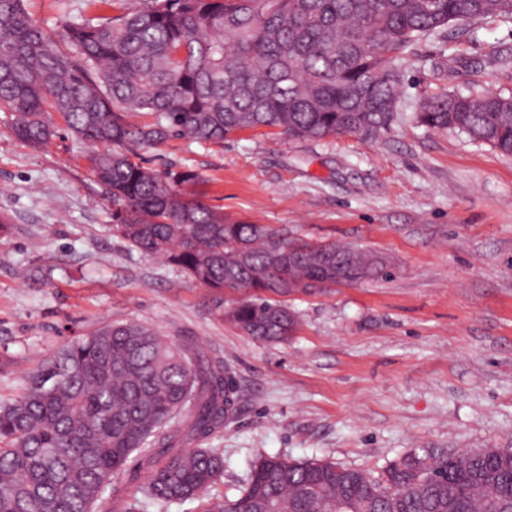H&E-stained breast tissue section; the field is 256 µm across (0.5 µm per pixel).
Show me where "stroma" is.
Instances as JSON below:
<instances>
[{
	"mask_svg": "<svg viewBox=\"0 0 512 512\" xmlns=\"http://www.w3.org/2000/svg\"><path fill=\"white\" fill-rule=\"evenodd\" d=\"M57 32L85 0H24ZM400 117L373 138L291 142L270 128L223 145L175 140L150 167L202 174L194 192L226 215L288 238L356 246L388 277L289 297L299 328L261 342L225 320L233 293L196 284L110 231L112 204L87 143L61 133L33 148L0 112V399L69 338L138 321L218 356L237 390L233 418L205 447L224 472L194 501L130 512H204L237 499L262 454L326 458L380 476L418 449L512 448V156L412 120L421 97L512 94V18L456 26L401 65Z\"/></svg>",
	"mask_w": 512,
	"mask_h": 512,
	"instance_id": "stroma-1",
	"label": "stroma"
}]
</instances>
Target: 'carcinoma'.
<instances>
[{"label": "carcinoma", "mask_w": 512, "mask_h": 512, "mask_svg": "<svg viewBox=\"0 0 512 512\" xmlns=\"http://www.w3.org/2000/svg\"><path fill=\"white\" fill-rule=\"evenodd\" d=\"M100 9L48 33L23 0H0V112L34 148L52 114L93 147L112 232L216 291L244 334L285 342L295 294L362 282L378 258L289 240L231 220L185 188L189 167L145 166L171 140L221 144L273 128L292 140L371 138L397 118L398 61L455 23L512 16V0H88ZM120 4V13L107 10ZM144 118L132 122L130 117ZM417 124L512 155V96L444 90ZM235 390L223 362L135 321L75 336L0 402V512H123L129 485L149 500H194L224 470L198 442L224 430ZM205 512H512V455L414 451L382 476L322 459L259 457L235 500Z\"/></svg>", "instance_id": "cac0c4a2"}]
</instances>
